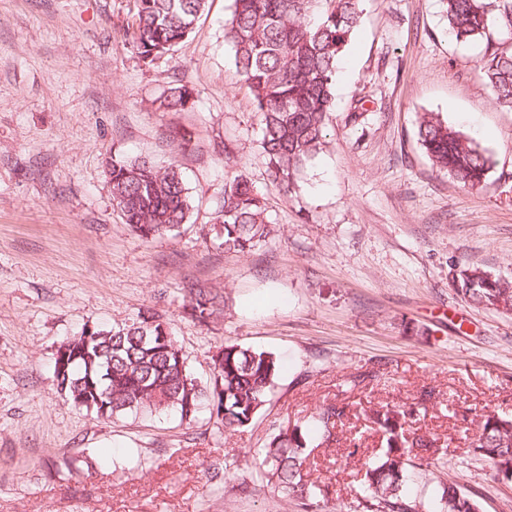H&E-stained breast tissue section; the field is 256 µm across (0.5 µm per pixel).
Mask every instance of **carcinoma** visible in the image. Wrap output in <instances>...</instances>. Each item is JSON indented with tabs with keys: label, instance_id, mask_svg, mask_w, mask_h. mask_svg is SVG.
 Segmentation results:
<instances>
[{
	"label": "carcinoma",
	"instance_id": "carcinoma-1",
	"mask_svg": "<svg viewBox=\"0 0 512 512\" xmlns=\"http://www.w3.org/2000/svg\"><path fill=\"white\" fill-rule=\"evenodd\" d=\"M448 31L458 42L486 41L481 69L497 103L512 111V51L489 41L490 30L512 35V0H440ZM209 0H134L128 45L152 63L172 51L192 31ZM361 0H233L224 25L238 81L253 97L262 128L269 176L291 192L295 177L323 149L328 114L334 111L336 73L359 23ZM193 92L172 86L160 100L163 110H183ZM418 137L432 165L463 186H484L490 169L485 151L432 113L423 114ZM113 205L124 223L145 240L178 231L191 208L178 166H159L146 157L114 154L106 161ZM224 249L245 252L273 233L264 198L244 175L225 180L216 212ZM457 290L469 301L512 311V280L474 268ZM221 296L206 288L190 290L184 313L206 322L219 312ZM54 358V381L65 402L100 418L149 410H174L193 422L210 407L226 433L252 425L272 399L281 370L271 353L226 341L211 355L213 382L205 389L194 378L170 323L145 310L110 329L86 327L61 344ZM435 389L424 387L413 403H378L364 413L367 428L382 436L379 450L360 457L361 438L345 435L352 406L328 400L306 419L280 426L255 452L261 477L298 500L305 512H321L328 486L310 479V457L321 446L342 443L346 458L364 470L350 512H482L478 496L454 482L443 486L429 508L408 486L411 471L443 465L448 446L419 432ZM456 421L476 424L470 452L498 479L512 481V417L459 407Z\"/></svg>",
	"mask_w": 512,
	"mask_h": 512
}]
</instances>
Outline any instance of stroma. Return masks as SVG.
<instances>
[{"label": "stroma", "instance_id": "obj_1", "mask_svg": "<svg viewBox=\"0 0 512 512\" xmlns=\"http://www.w3.org/2000/svg\"><path fill=\"white\" fill-rule=\"evenodd\" d=\"M230 5L210 0L188 37L147 64L125 43L133 0H0V512H304L254 470L274 428L342 400L356 411L345 433L369 455L379 437L364 409L411 402L425 386L439 398L422 428L448 462L414 474L416 491L433 500L452 481L483 512H512V483L469 455L452 416L465 405L512 413V312L453 285L469 267L512 278V112L483 77V44L449 37L439 0H363L328 145L286 196L224 41ZM175 85L193 90L192 108L157 111ZM426 112L486 151L482 189L432 166L417 136ZM173 130L192 134L191 151L171 150ZM115 153L184 172L192 208L179 233L145 241L124 224L105 174ZM237 174L274 226L244 253L212 229ZM193 285L224 298L208 322L183 312ZM148 307L170 321L201 386L224 342L281 358L275 396L250 428L220 434L206 407L188 424L103 419L63 401L58 346ZM373 368L381 379L349 388V375ZM131 451L140 465H124ZM82 455L91 468L68 472ZM345 455L314 453L329 512L351 498L357 468Z\"/></svg>", "mask_w": 512, "mask_h": 512}]
</instances>
